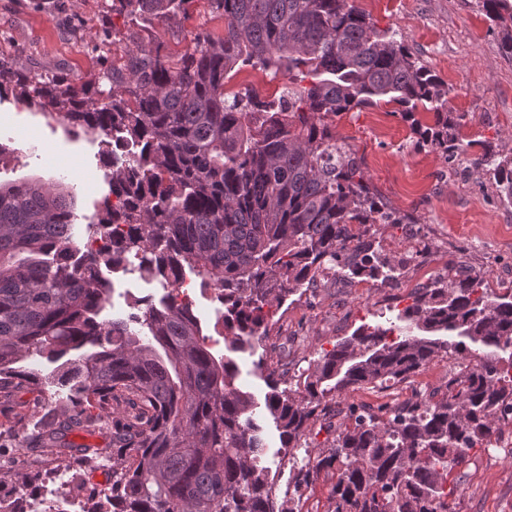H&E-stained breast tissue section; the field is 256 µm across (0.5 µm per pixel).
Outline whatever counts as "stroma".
<instances>
[{
  "label": "stroma",
  "instance_id": "1",
  "mask_svg": "<svg viewBox=\"0 0 512 512\" xmlns=\"http://www.w3.org/2000/svg\"><path fill=\"white\" fill-rule=\"evenodd\" d=\"M376 27L395 31L419 60L444 81L449 111L463 115L458 129L464 154L446 160L441 152L417 144L413 124H433L434 115L418 110L405 121L397 104L378 105L343 113L331 130L355 152L364 178L387 205L409 216L406 224H383L378 235L387 252L424 250V261L410 263L399 280L386 283L350 280L340 276L322 280L300 296H290L279 311L280 320L263 346L235 353L238 383L256 402V419L268 445L263 464L275 476L279 503L296 512H330L333 470H320L304 496H297L296 459L328 454L336 437L331 424L349 405L376 408L441 386L454 360H439L416 376L412 384L351 390L330 402L326 420L316 421L302 447L280 452L278 431L266 410L268 384L256 370L264 361L274 370L281 387L307 369L323 351L364 323L374 324L403 307L412 289L444 274L449 259L460 260L464 270L482 272L488 287H512V205L501 203L492 180L475 167L472 156L479 143L489 140L512 151V55L501 49V34L492 25L479 0H354ZM122 18L113 17L107 0H0V63L33 72H54L75 86L98 84L123 55L130 41ZM118 28L109 58L94 45L105 31ZM202 31L219 39L224 20L196 0L188 17L158 23L143 40L162 42L181 52L191 33ZM0 140L14 153L0 168V180L28 177L50 179L65 174L78 190L79 224H88L109 185L99 161L100 140L88 135H65L63 126L42 111L18 99L0 95ZM111 307L104 317H127L129 305L146 296L160 299L162 288L135 274L113 276ZM36 394L22 389L0 395V431L14 437L30 432ZM452 512H512V422L502 427L496 445L472 448L448 478Z\"/></svg>",
  "mask_w": 512,
  "mask_h": 512
}]
</instances>
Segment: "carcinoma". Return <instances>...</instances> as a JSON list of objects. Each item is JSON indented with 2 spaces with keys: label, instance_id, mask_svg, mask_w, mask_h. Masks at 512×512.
<instances>
[{
  "label": "carcinoma",
  "instance_id": "carcinoma-1",
  "mask_svg": "<svg viewBox=\"0 0 512 512\" xmlns=\"http://www.w3.org/2000/svg\"><path fill=\"white\" fill-rule=\"evenodd\" d=\"M195 0H112V14L144 29L188 13ZM224 16V37L191 35L179 56L133 41L105 92L57 74L0 65V93L101 137L110 194L88 237L107 224L112 252L84 262L74 242V197L38 181L0 183V393L39 392L40 416L16 450L25 480L0 489L33 493L48 465L80 475L116 461L109 494H89L86 512H293L278 510L253 396L239 369L217 356L190 303L171 289L200 278L213 292L224 344L236 352L270 335L288 297L330 273L381 281L402 261L377 240L378 224H405L365 181L329 121L383 100L405 120L418 107L435 123L413 124L420 143L453 160L464 120L445 109L439 77L349 0H206ZM512 54V0H481ZM288 77L282 94L226 96L235 68ZM512 204V156L489 142L473 160ZM448 275L410 293L395 319L364 324L309 364L295 388L267 374L265 407L281 447H302L329 401L366 385L405 383L429 364L461 361L444 386L376 410L348 407L327 456L306 462L308 483L336 468L331 512H450L448 473L466 451L489 446L512 414V288L497 293L477 272ZM160 283L141 313L105 318L110 275ZM34 356L51 374L21 366ZM68 391L57 410L46 389ZM108 429L112 447L75 445L69 433Z\"/></svg>",
  "mask_w": 512,
  "mask_h": 512
}]
</instances>
